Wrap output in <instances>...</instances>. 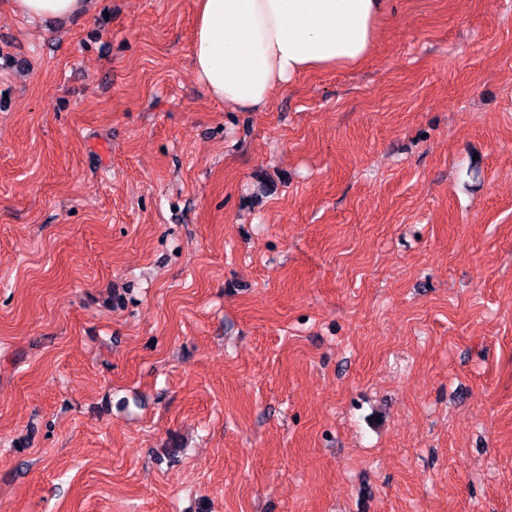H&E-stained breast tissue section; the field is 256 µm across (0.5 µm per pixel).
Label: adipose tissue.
Masks as SVG:
<instances>
[{
  "mask_svg": "<svg viewBox=\"0 0 512 512\" xmlns=\"http://www.w3.org/2000/svg\"><path fill=\"white\" fill-rule=\"evenodd\" d=\"M32 18L79 17L90 0H10ZM388 0H197L195 75L225 109H264L275 87L363 62Z\"/></svg>",
  "mask_w": 512,
  "mask_h": 512,
  "instance_id": "1",
  "label": "adipose tissue"
}]
</instances>
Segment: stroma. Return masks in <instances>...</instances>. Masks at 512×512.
<instances>
[{
	"instance_id": "35a3bbf8",
	"label": "stroma",
	"mask_w": 512,
	"mask_h": 512,
	"mask_svg": "<svg viewBox=\"0 0 512 512\" xmlns=\"http://www.w3.org/2000/svg\"><path fill=\"white\" fill-rule=\"evenodd\" d=\"M228 111L196 0H0V512H512V0ZM13 11L32 19L79 17L90 0H10Z\"/></svg>"
}]
</instances>
